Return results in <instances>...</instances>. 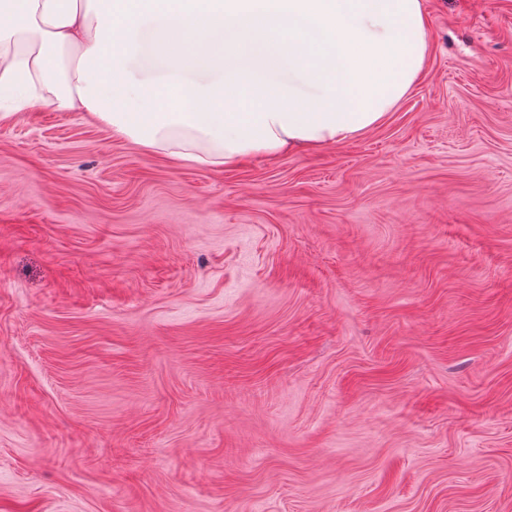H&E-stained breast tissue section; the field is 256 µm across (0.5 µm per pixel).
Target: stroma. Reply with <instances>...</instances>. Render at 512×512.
I'll list each match as a JSON object with an SVG mask.
<instances>
[{"instance_id":"obj_1","label":"stroma","mask_w":512,"mask_h":512,"mask_svg":"<svg viewBox=\"0 0 512 512\" xmlns=\"http://www.w3.org/2000/svg\"><path fill=\"white\" fill-rule=\"evenodd\" d=\"M423 5L317 151L0 122V512H512V0Z\"/></svg>"}]
</instances>
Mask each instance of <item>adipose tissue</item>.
<instances>
[{"label":"adipose tissue","instance_id":"1","mask_svg":"<svg viewBox=\"0 0 512 512\" xmlns=\"http://www.w3.org/2000/svg\"><path fill=\"white\" fill-rule=\"evenodd\" d=\"M429 52L423 0H0V122L83 112L222 169L366 134Z\"/></svg>","mask_w":512,"mask_h":512}]
</instances>
